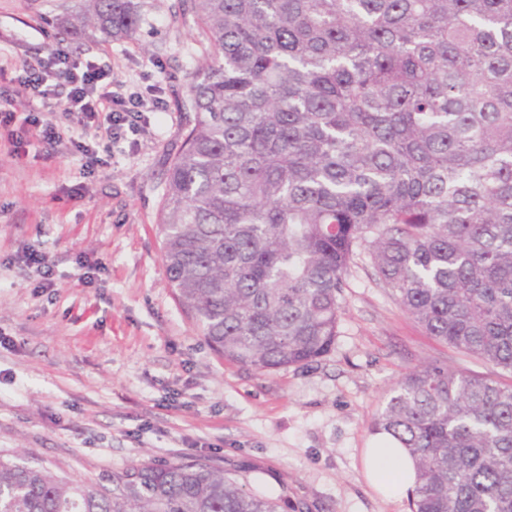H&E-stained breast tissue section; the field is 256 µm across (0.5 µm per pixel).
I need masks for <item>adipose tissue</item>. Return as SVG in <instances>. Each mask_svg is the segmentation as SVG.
Returning <instances> with one entry per match:
<instances>
[{
	"label": "adipose tissue",
	"mask_w": 512,
	"mask_h": 512,
	"mask_svg": "<svg viewBox=\"0 0 512 512\" xmlns=\"http://www.w3.org/2000/svg\"><path fill=\"white\" fill-rule=\"evenodd\" d=\"M362 465L366 480L385 497L403 498L415 485L412 462L402 449L387 447L383 437H376L374 445L364 449Z\"/></svg>",
	"instance_id": "adipose-tissue-1"
}]
</instances>
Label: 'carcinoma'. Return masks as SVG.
Wrapping results in <instances>:
<instances>
[{
    "instance_id": "cac0c4a2",
    "label": "carcinoma",
    "mask_w": 512,
    "mask_h": 512,
    "mask_svg": "<svg viewBox=\"0 0 512 512\" xmlns=\"http://www.w3.org/2000/svg\"><path fill=\"white\" fill-rule=\"evenodd\" d=\"M202 45L158 224L175 298L225 360L328 354L355 259L426 333L512 374V0H181ZM141 0L76 26L133 38ZM374 432L411 512H512V386L428 364ZM202 459L80 483L0 456V512H279Z\"/></svg>"
}]
</instances>
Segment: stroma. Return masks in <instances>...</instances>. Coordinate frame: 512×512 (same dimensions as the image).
Here are the masks:
<instances>
[{"mask_svg": "<svg viewBox=\"0 0 512 512\" xmlns=\"http://www.w3.org/2000/svg\"><path fill=\"white\" fill-rule=\"evenodd\" d=\"M88 0H0V90L57 50L111 68L164 112L84 170L60 144L14 160L0 138V454L106 482L149 461L202 458L282 512H410L362 472L372 421L400 376L424 364L491 373L427 336L361 258L331 352L261 372L204 342L169 288L157 216L188 113L178 106L201 58L178 0H142L135 38L59 36ZM45 254L54 285L24 263ZM100 264L94 282L85 266Z\"/></svg>", "mask_w": 512, "mask_h": 512, "instance_id": "obj_1", "label": "stroma"}]
</instances>
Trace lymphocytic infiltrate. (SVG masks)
Listing matches in <instances>:
<instances>
[{
	"instance_id": "lymphocytic-infiltrate-1",
	"label": "lymphocytic infiltrate",
	"mask_w": 512,
	"mask_h": 512,
	"mask_svg": "<svg viewBox=\"0 0 512 512\" xmlns=\"http://www.w3.org/2000/svg\"><path fill=\"white\" fill-rule=\"evenodd\" d=\"M16 93H0V128L16 120L40 129L37 139L17 140L16 156L28 154L37 144L68 143L88 165L99 164L95 145L98 138L121 140L126 132L138 131L146 113L160 110L159 100L147 101L135 95H122L112 88L107 70L92 61H77L58 53L47 60L24 67ZM41 102L43 116L30 112L33 102ZM68 127H61L59 117Z\"/></svg>"
}]
</instances>
